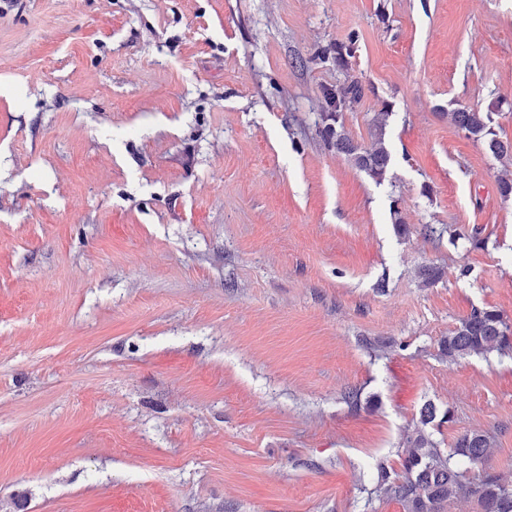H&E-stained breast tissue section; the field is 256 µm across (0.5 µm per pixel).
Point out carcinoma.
<instances>
[{"label":"carcinoma","mask_w":512,"mask_h":512,"mask_svg":"<svg viewBox=\"0 0 512 512\" xmlns=\"http://www.w3.org/2000/svg\"><path fill=\"white\" fill-rule=\"evenodd\" d=\"M362 95L363 87L356 80L346 81L336 89L324 92L327 109L320 114L318 133L336 151L350 156L371 179L381 182L390 162L383 133L385 118L378 121L376 140L369 148L355 145L343 132L342 112ZM448 116L459 129L484 141L493 156L512 155V142L497 138L485 113L459 109L448 113ZM439 350L450 360L494 351L501 355L512 354V323L497 309L475 307L460 320L458 326L440 339ZM450 419V411H445L439 418L436 407L425 404L420 412L422 427L405 437L406 448L400 457V473L390 482L385 467L379 466L373 493L397 501L403 512H443L448 502L459 498L474 499L479 512H512V483L487 472L479 483L473 484L460 469L462 461L477 463L490 455L493 442L489 435L480 431L466 433L445 452L432 434L424 430V426L436 420L442 425Z\"/></svg>","instance_id":"obj_1"}]
</instances>
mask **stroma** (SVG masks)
I'll return each mask as SVG.
<instances>
[{
	"label": "stroma",
	"instance_id": "stroma-1",
	"mask_svg": "<svg viewBox=\"0 0 512 512\" xmlns=\"http://www.w3.org/2000/svg\"><path fill=\"white\" fill-rule=\"evenodd\" d=\"M350 76L345 133L370 147L387 115L380 183L316 133ZM457 109L512 141V0L0 15V502L403 512L369 491L427 402L451 414L428 426L442 448L492 436L470 482H512V356L439 352L472 308L512 319V157ZM449 117L459 129L476 140H483L493 156L500 158L508 154L512 155V142H504L497 138V134L489 127L487 122L489 118L484 112L459 109L456 112H450Z\"/></svg>",
	"mask_w": 512,
	"mask_h": 512
}]
</instances>
